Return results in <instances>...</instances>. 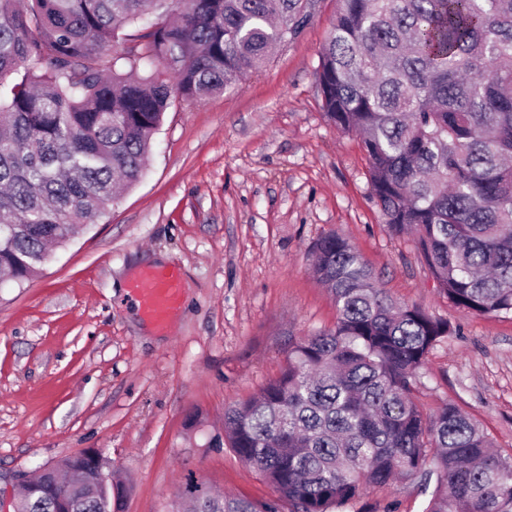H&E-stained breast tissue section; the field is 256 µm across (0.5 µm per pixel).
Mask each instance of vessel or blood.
<instances>
[{
    "label": "vessel or blood",
    "instance_id": "obj_1",
    "mask_svg": "<svg viewBox=\"0 0 512 512\" xmlns=\"http://www.w3.org/2000/svg\"><path fill=\"white\" fill-rule=\"evenodd\" d=\"M131 298L146 318L167 326L181 306L180 277L172 269H147L133 282Z\"/></svg>",
    "mask_w": 512,
    "mask_h": 512
}]
</instances>
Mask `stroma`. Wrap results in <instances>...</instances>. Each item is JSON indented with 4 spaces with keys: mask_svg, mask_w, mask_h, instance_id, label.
Masks as SVG:
<instances>
[{
    "mask_svg": "<svg viewBox=\"0 0 512 512\" xmlns=\"http://www.w3.org/2000/svg\"><path fill=\"white\" fill-rule=\"evenodd\" d=\"M338 0L259 69L204 101L175 102L141 180L39 273L0 282V477L100 449L129 489L121 512H174L185 487L277 500L225 445L224 409L279 376L288 340L334 326L311 245L347 238L397 302L450 322L413 399L455 402L512 453V317L440 293L413 236L394 234L372 195L358 136L327 121L315 81ZM177 268L182 309L145 320L129 284ZM414 482L368 488L340 512H424Z\"/></svg>",
    "mask_w": 512,
    "mask_h": 512,
    "instance_id": "stroma-1",
    "label": "stroma"
}]
</instances>
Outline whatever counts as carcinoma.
Returning <instances> with one entry per match:
<instances>
[{"label":"carcinoma","instance_id":"carcinoma-1","mask_svg":"<svg viewBox=\"0 0 512 512\" xmlns=\"http://www.w3.org/2000/svg\"><path fill=\"white\" fill-rule=\"evenodd\" d=\"M0 0V273L21 283L139 182L174 98L199 102L296 39L313 0ZM319 52L322 107L357 133L385 222L411 232L448 302L512 315V0H340ZM157 22L145 27L148 10ZM135 32L132 57L109 45ZM128 60L124 68L122 60ZM336 325L288 342V362L224 411V440L293 512H338L374 485L416 481L424 512H512V455L450 401L412 399L448 322L380 288L330 232L309 250ZM68 472L35 478L26 512H111ZM190 512H277L195 487Z\"/></svg>","mask_w":512,"mask_h":512}]
</instances>
